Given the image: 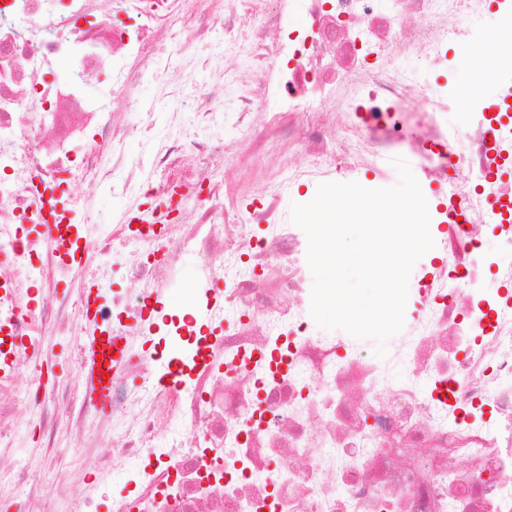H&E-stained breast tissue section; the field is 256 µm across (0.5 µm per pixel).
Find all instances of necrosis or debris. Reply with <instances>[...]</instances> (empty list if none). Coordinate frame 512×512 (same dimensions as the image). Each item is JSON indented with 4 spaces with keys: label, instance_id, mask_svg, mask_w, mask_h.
<instances>
[{
    "label": "necrosis or debris",
    "instance_id": "4bbe7bcc",
    "mask_svg": "<svg viewBox=\"0 0 512 512\" xmlns=\"http://www.w3.org/2000/svg\"><path fill=\"white\" fill-rule=\"evenodd\" d=\"M182 4L0 0V455L73 443L51 488L27 460L0 467V502L512 512V67L495 68L511 102L494 113L416 74L480 53L512 0ZM150 77L170 111L143 98ZM99 80L109 94L88 95ZM133 138L145 152H127ZM272 149L259 191L240 168L214 173ZM401 156L447 192L381 357L311 317L291 206L364 170L383 180ZM100 191L144 222L106 223ZM118 253L127 288L110 295ZM188 256L198 272L173 311L158 295ZM62 336L78 339L73 377L55 370ZM114 339L129 355L109 367ZM132 457L144 464L129 473Z\"/></svg>",
    "mask_w": 512,
    "mask_h": 512
}]
</instances>
